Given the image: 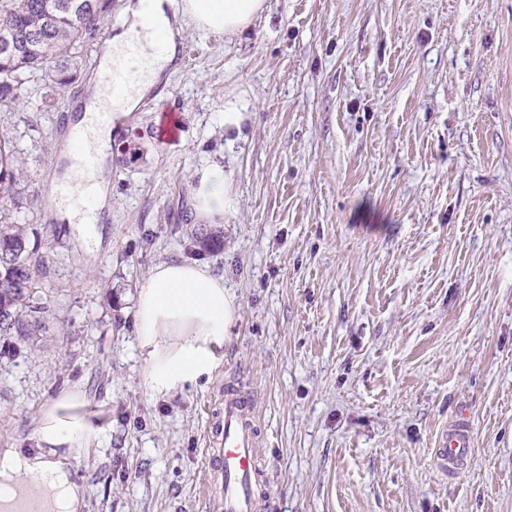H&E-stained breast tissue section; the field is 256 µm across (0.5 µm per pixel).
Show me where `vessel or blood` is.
I'll use <instances>...</instances> for the list:
<instances>
[{"mask_svg":"<svg viewBox=\"0 0 512 512\" xmlns=\"http://www.w3.org/2000/svg\"><path fill=\"white\" fill-rule=\"evenodd\" d=\"M141 40L132 41L120 61L105 75L108 102L93 111L88 124L108 121L113 104L121 100L143 75ZM88 125L74 126L69 137L82 176L59 183L56 199L76 204L87 219H94L93 182L107 181L108 172L99 165L96 153L83 150ZM256 409L246 393L230 389L219 410L212 412L205 433L204 478L211 489L208 512H258L263 493L254 479L261 452L255 422ZM473 446V433L466 416H459L440 432L433 452L436 466L448 476L466 467ZM0 512H50L43 489L31 482L10 502L0 501Z\"/></svg>","mask_w":512,"mask_h":512,"instance_id":"vessel-or-blood-1","label":"vessel or blood"}]
</instances>
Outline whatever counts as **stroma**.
<instances>
[{
    "instance_id": "stroma-1",
    "label": "stroma",
    "mask_w": 512,
    "mask_h": 512,
    "mask_svg": "<svg viewBox=\"0 0 512 512\" xmlns=\"http://www.w3.org/2000/svg\"><path fill=\"white\" fill-rule=\"evenodd\" d=\"M100 53L53 106H0L22 195L62 178ZM228 94L250 114L230 137ZM112 143L106 217L56 246L53 325L0 342V448L38 453L71 389L81 512H206L205 408L233 384L258 411L264 512H512V0H266L241 35L185 30ZM211 163L236 205L206 248L182 215ZM180 258L238 314L211 376L157 394L134 306ZM462 414L475 447L451 478L432 450Z\"/></svg>"
}]
</instances>
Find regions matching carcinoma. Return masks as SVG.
Returning a JSON list of instances; mask_svg holds the SVG:
<instances>
[{
    "label": "carcinoma",
    "mask_w": 512,
    "mask_h": 512,
    "mask_svg": "<svg viewBox=\"0 0 512 512\" xmlns=\"http://www.w3.org/2000/svg\"><path fill=\"white\" fill-rule=\"evenodd\" d=\"M112 19V0H0V103L53 105L75 82L81 50ZM18 138L0 130V340L47 330L45 281L56 224L20 218Z\"/></svg>",
    "instance_id": "cac0c4a2"
}]
</instances>
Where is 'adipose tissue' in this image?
<instances>
[{
  "label": "adipose tissue",
  "mask_w": 512,
  "mask_h": 512,
  "mask_svg": "<svg viewBox=\"0 0 512 512\" xmlns=\"http://www.w3.org/2000/svg\"><path fill=\"white\" fill-rule=\"evenodd\" d=\"M266 10V0H128L122 24L112 30L100 73L115 63L131 40L143 33L144 74L116 107L111 122L90 127L84 146L106 154L117 124L137 109L169 73L185 28L202 33L240 35ZM200 221L218 224L235 204L231 179L221 166L199 175L193 190ZM237 314L234 295L223 277L195 260L173 259L155 265L140 289L134 326L145 354L149 388L164 394L210 375L215 350L221 347ZM89 425L66 393L39 421L38 435L45 451L32 457L7 448L0 450V498H11L30 482H39L52 512H79L82 488L59 455V447L75 445Z\"/></svg>",
  "instance_id": "adipose-tissue-1"
}]
</instances>
